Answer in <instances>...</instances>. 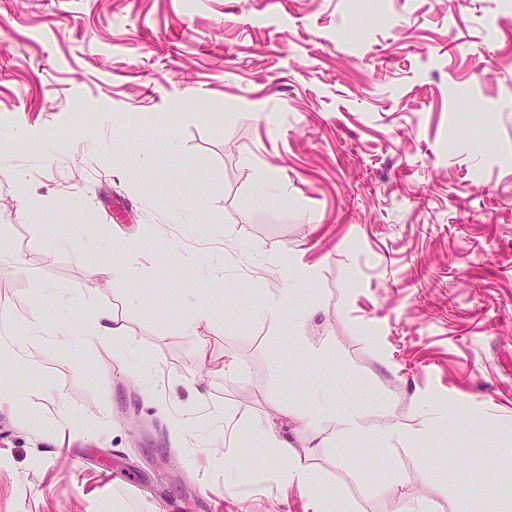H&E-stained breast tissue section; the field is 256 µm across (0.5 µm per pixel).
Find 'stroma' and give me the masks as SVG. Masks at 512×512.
<instances>
[{
    "label": "stroma",
    "mask_w": 512,
    "mask_h": 512,
    "mask_svg": "<svg viewBox=\"0 0 512 512\" xmlns=\"http://www.w3.org/2000/svg\"><path fill=\"white\" fill-rule=\"evenodd\" d=\"M103 238L141 240L137 275ZM0 247L29 261L0 259L15 321L94 279L72 322L104 307L124 330L0 339L21 396L0 412V512H308L252 423L308 405L314 371L365 407L358 434L333 409L293 441L352 512L512 495V0H0ZM286 257L314 274L285 316L318 303V364L254 313ZM210 259L224 280L198 274ZM425 405L441 432L421 435Z\"/></svg>",
    "instance_id": "1"
}]
</instances>
